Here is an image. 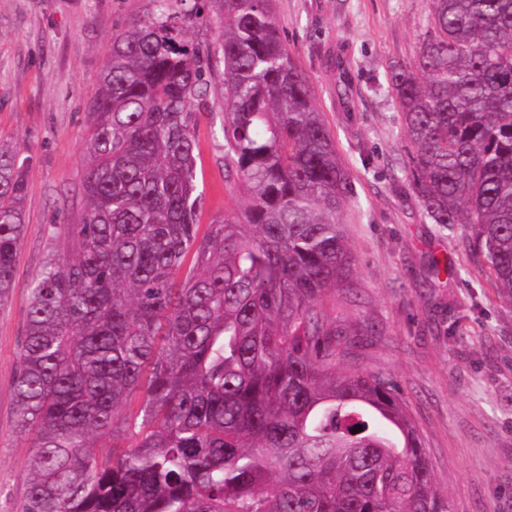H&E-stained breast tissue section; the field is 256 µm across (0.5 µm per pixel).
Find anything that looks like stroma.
Returning a JSON list of instances; mask_svg holds the SVG:
<instances>
[{
  "instance_id": "obj_1",
  "label": "stroma",
  "mask_w": 512,
  "mask_h": 512,
  "mask_svg": "<svg viewBox=\"0 0 512 512\" xmlns=\"http://www.w3.org/2000/svg\"><path fill=\"white\" fill-rule=\"evenodd\" d=\"M193 8L192 0L169 3L192 43H217L219 16L207 9L196 21ZM273 8L354 188L341 222L357 287L328 302L347 333L338 366L392 382L454 512H512V303L466 255L460 231L424 218L387 88L391 66L413 60L430 2L273 0ZM157 9V0H0V141L30 159L14 288L0 301V512H19L27 490L29 448L14 425L13 377L29 283L49 254L70 250L60 225L84 215L89 102L112 37ZM336 52L351 71V112L334 91L327 57ZM223 112L215 75L197 122L204 226L244 205L215 131ZM434 257L445 260V273H432Z\"/></svg>"
}]
</instances>
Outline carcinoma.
Returning <instances> with one entry per match:
<instances>
[{"instance_id": "obj_1", "label": "carcinoma", "mask_w": 512, "mask_h": 512, "mask_svg": "<svg viewBox=\"0 0 512 512\" xmlns=\"http://www.w3.org/2000/svg\"><path fill=\"white\" fill-rule=\"evenodd\" d=\"M205 2L224 21L215 46L164 11L112 38L85 213L29 286L21 512H452L392 383L336 370L327 303L356 287L340 220L353 187L272 0ZM218 70L224 158L248 202L202 233L197 114ZM387 83L424 217L464 225L511 303L512 0H430L414 59ZM26 163L0 143V300Z\"/></svg>"}]
</instances>
